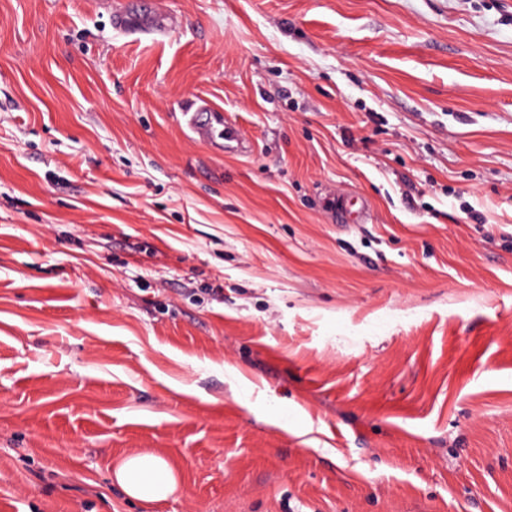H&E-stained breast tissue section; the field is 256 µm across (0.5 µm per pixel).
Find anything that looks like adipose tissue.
Wrapping results in <instances>:
<instances>
[{
	"mask_svg": "<svg viewBox=\"0 0 512 512\" xmlns=\"http://www.w3.org/2000/svg\"><path fill=\"white\" fill-rule=\"evenodd\" d=\"M113 479L129 498L150 505L174 496L179 480L169 463L152 452H139L121 459Z\"/></svg>",
	"mask_w": 512,
	"mask_h": 512,
	"instance_id": "ef3b65f1",
	"label": "adipose tissue"
}]
</instances>
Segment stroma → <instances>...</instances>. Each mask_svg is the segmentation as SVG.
Listing matches in <instances>:
<instances>
[{
    "mask_svg": "<svg viewBox=\"0 0 512 512\" xmlns=\"http://www.w3.org/2000/svg\"><path fill=\"white\" fill-rule=\"evenodd\" d=\"M110 2L0 0V512H512V0ZM172 24L173 20L166 14L144 13L131 2H121L112 10L113 27L130 34H164ZM185 116H188L186 126L194 137L205 142H216L212 114L207 111L205 103L199 104L194 112H186ZM113 480L129 498L150 505L174 496L179 480L169 463L152 452H139L121 459Z\"/></svg>",
    "mask_w": 512,
    "mask_h": 512,
    "instance_id": "1",
    "label": "stroma"
}]
</instances>
